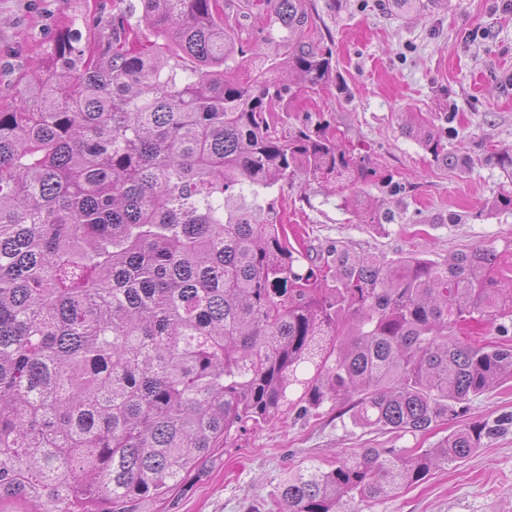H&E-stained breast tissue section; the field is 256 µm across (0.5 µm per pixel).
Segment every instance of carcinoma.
I'll list each match as a JSON object with an SVG mask.
<instances>
[{"mask_svg": "<svg viewBox=\"0 0 512 512\" xmlns=\"http://www.w3.org/2000/svg\"><path fill=\"white\" fill-rule=\"evenodd\" d=\"M140 10L150 36L120 8L93 17L92 50L64 21L0 109V503L126 512L281 412L348 404L357 426L423 433L512 379V240L443 261L287 243L269 189L364 176L328 124L272 121L291 74L315 91L334 70L307 0ZM497 430L301 469L277 512H359Z\"/></svg>", "mask_w": 512, "mask_h": 512, "instance_id": "1", "label": "carcinoma"}]
</instances>
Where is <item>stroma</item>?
I'll use <instances>...</instances> for the list:
<instances>
[{
	"instance_id": "35a3bbf8",
	"label": "stroma",
	"mask_w": 512,
	"mask_h": 512,
	"mask_svg": "<svg viewBox=\"0 0 512 512\" xmlns=\"http://www.w3.org/2000/svg\"><path fill=\"white\" fill-rule=\"evenodd\" d=\"M116 0H0V106L13 103L55 38L61 20L110 13ZM316 35L331 46L336 70L315 92L277 107L278 130L307 118L330 123L339 143L368 176L346 195L295 180L275 186L288 239L319 254L342 241L356 253L411 252L443 260L512 239V0H420L397 14L389 0H309ZM446 152L467 156L446 167L417 128ZM363 198L379 215L358 220ZM512 415V380L472 399L454 426ZM389 433L355 426L323 409L285 415L213 449L175 488L139 500L132 512H272L279 485L295 471L333 465L359 448H428L447 435ZM361 512H512V428L485 440L467 462L431 472L416 484L360 506Z\"/></svg>"
}]
</instances>
